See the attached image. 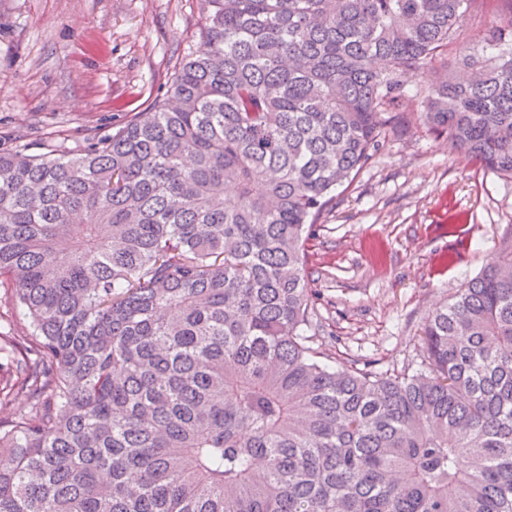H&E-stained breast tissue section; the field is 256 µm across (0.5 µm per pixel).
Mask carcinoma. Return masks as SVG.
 I'll return each mask as SVG.
<instances>
[{"label": "carcinoma", "instance_id": "carcinoma-1", "mask_svg": "<svg viewBox=\"0 0 512 512\" xmlns=\"http://www.w3.org/2000/svg\"><path fill=\"white\" fill-rule=\"evenodd\" d=\"M475 80L407 86L468 17ZM165 97L77 152L0 151V512H512V228L421 368L338 371L306 242L392 130L512 179V0H203ZM31 328L16 306L14 290L0 288V334L1 336H20L19 342L24 345L25 336H31Z\"/></svg>", "mask_w": 512, "mask_h": 512}]
</instances>
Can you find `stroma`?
<instances>
[{
  "label": "stroma",
  "instance_id": "1",
  "mask_svg": "<svg viewBox=\"0 0 512 512\" xmlns=\"http://www.w3.org/2000/svg\"><path fill=\"white\" fill-rule=\"evenodd\" d=\"M205 24L200 0H0V149L76 151L163 96ZM483 26L412 85L461 73ZM512 227V179L419 127L390 135L307 244L324 348L337 367L418 365L429 313L492 260Z\"/></svg>",
  "mask_w": 512,
  "mask_h": 512
}]
</instances>
